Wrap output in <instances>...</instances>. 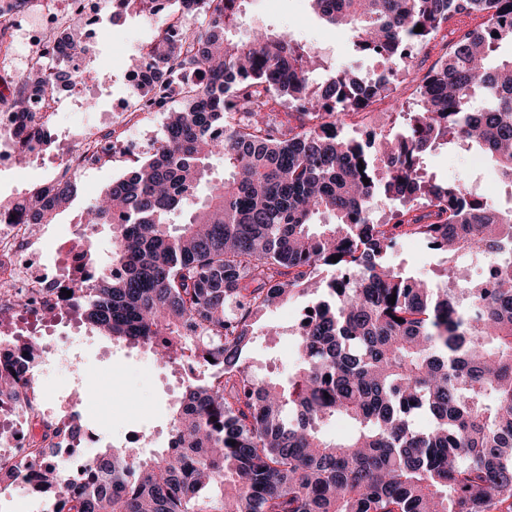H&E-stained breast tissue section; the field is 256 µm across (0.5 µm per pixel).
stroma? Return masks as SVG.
I'll list each match as a JSON object with an SVG mask.
<instances>
[{
	"mask_svg": "<svg viewBox=\"0 0 512 512\" xmlns=\"http://www.w3.org/2000/svg\"><path fill=\"white\" fill-rule=\"evenodd\" d=\"M243 9L247 27L265 26L286 30L322 58L325 66L352 64L361 72L379 69L378 59L358 54L351 33L344 28L325 24L312 13L308 0H246ZM154 31L141 17L129 13L113 17L111 10L100 8L97 36L86 58L89 73L108 69L111 81L93 83L86 100L62 103L56 108L57 133L62 147H70L72 131L96 134L109 124V115L132 107L135 102L126 70L129 57L141 45L152 40ZM160 124L130 133V146L123 159L86 169L82 177L83 198L73 203L53 224L40 225L33 235L36 267L52 264L58 257L60 244L70 241V228L79 220L88 200L109 186L128 166V161L146 151L159 135ZM427 172L441 179H469L473 171H482L489 200L500 201L502 190L492 166L475 151L439 150L424 159ZM58 166L51 157L32 158L25 163L12 160L0 164V203L20 190L56 176ZM306 298L299 297L267 311L255 326L250 359L257 367H265L287 377L293 367L296 338L295 324ZM275 334H267L266 326ZM74 374H51L41 393L42 409L47 419H54L60 402L72 397L73 410L81 416L83 429L94 431L100 444L121 443L129 432L146 433L147 447L160 448L169 430L172 404L181 390V367L155 360L145 347L117 344L109 338L85 332L76 340Z\"/></svg>",
	"mask_w": 512,
	"mask_h": 512,
	"instance_id": "35a3bbf8",
	"label": "stroma"
}]
</instances>
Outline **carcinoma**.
Returning <instances> with one entry per match:
<instances>
[{"label": "carcinoma", "instance_id": "1", "mask_svg": "<svg viewBox=\"0 0 512 512\" xmlns=\"http://www.w3.org/2000/svg\"><path fill=\"white\" fill-rule=\"evenodd\" d=\"M111 2L155 25L135 67L156 77L135 107L165 121L86 206L85 224L112 226L115 271L75 289L69 313L165 364L191 358L203 377L173 403L170 446L112 444L80 475L51 463L56 441L79 435L77 415L63 428L42 421L31 457L44 461L45 512H512V204L422 167L441 147L474 149L512 188V56L498 59L512 47V0H308L349 28L357 52L390 63L375 79L348 65L321 83L317 56L292 34L237 37L244 0ZM473 14L483 23L446 43L404 128L381 129L374 150L342 134L352 109L379 99L405 113L397 73ZM91 47L68 27L64 51L14 83L6 110L26 137L41 129L30 97L57 93L46 73L67 74L65 52ZM51 182L31 190L40 204L0 210L54 223L80 180L64 170ZM379 206L390 211L381 224ZM401 239L440 253L433 279L391 261ZM472 256L488 267L476 281L459 267ZM317 293L288 378L260 376L248 356L258 319ZM24 350L0 362V400L23 398L38 417L25 374L41 350ZM336 418L348 436L324 432Z\"/></svg>", "mask_w": 512, "mask_h": 512}]
</instances>
